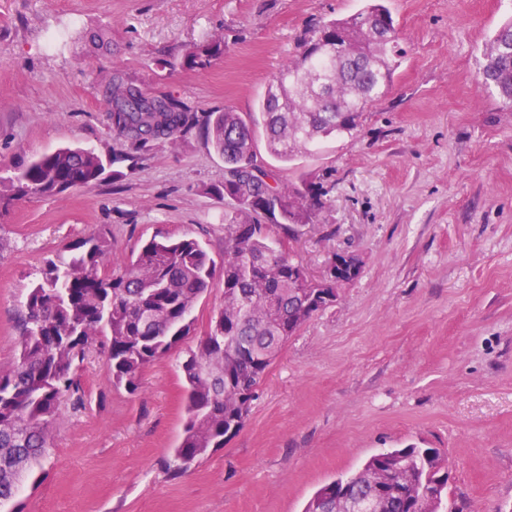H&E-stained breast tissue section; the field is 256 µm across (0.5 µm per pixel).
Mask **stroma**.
<instances>
[{
  "label": "stroma",
  "mask_w": 512,
  "mask_h": 512,
  "mask_svg": "<svg viewBox=\"0 0 512 512\" xmlns=\"http://www.w3.org/2000/svg\"><path fill=\"white\" fill-rule=\"evenodd\" d=\"M361 0H0V177L63 146L111 171L90 188L30 195L0 212V368L45 262L107 231L104 262L159 232L199 240L223 266L232 210L208 192L224 160L198 129L133 150L112 127L113 71L204 116L254 110L320 21ZM407 56L358 130L283 163L323 185L294 257L316 276L332 253L359 276L290 337L245 427L180 476L166 466L184 420L180 354L136 391L108 387L90 350L84 409L63 407L39 483L13 512H302L322 485L389 448H435L450 512H512V111L478 85L480 49L512 0H387ZM223 40L203 70L197 44Z\"/></svg>",
  "instance_id": "stroma-1"
}]
</instances>
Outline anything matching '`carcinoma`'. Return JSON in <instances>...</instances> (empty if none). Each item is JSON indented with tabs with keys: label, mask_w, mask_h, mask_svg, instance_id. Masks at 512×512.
Returning a JSON list of instances; mask_svg holds the SVG:
<instances>
[{
	"label": "carcinoma",
	"mask_w": 512,
	"mask_h": 512,
	"mask_svg": "<svg viewBox=\"0 0 512 512\" xmlns=\"http://www.w3.org/2000/svg\"><path fill=\"white\" fill-rule=\"evenodd\" d=\"M302 54L273 76L257 109L242 116L226 107L204 122L213 149L231 178L208 193L237 206L224 225L223 305L196 349L179 368L186 418L169 470L176 476L245 425L257 388L288 339L320 308L317 283L292 281V226L313 224L323 207L322 187L285 185L277 173L255 166L258 135L269 152L290 163L329 137L351 135L363 112L390 89L405 51L384 0H366L355 14L332 18L300 38ZM224 53L215 40L193 47L186 64L205 69ZM481 84L512 109V20L497 28L482 50ZM113 128L131 146L186 133L194 113L170 95H148L114 74L107 89ZM98 153L62 147L39 155L0 190V206L38 194L90 187L106 171ZM285 237L271 236L272 227ZM107 232L85 239L66 257L50 260L24 303L11 368L0 369V504L11 500L31 463L48 447L62 400L85 407L78 369L100 344L112 387L138 388L143 370L169 355L188 336L193 311L215 276L214 261L195 238L163 233L144 243L116 275L101 269ZM400 469H391L392 462ZM448 500V467L433 448H394L368 458L350 477L321 486L303 512H441Z\"/></svg>",
	"instance_id": "cac0c4a2"
}]
</instances>
